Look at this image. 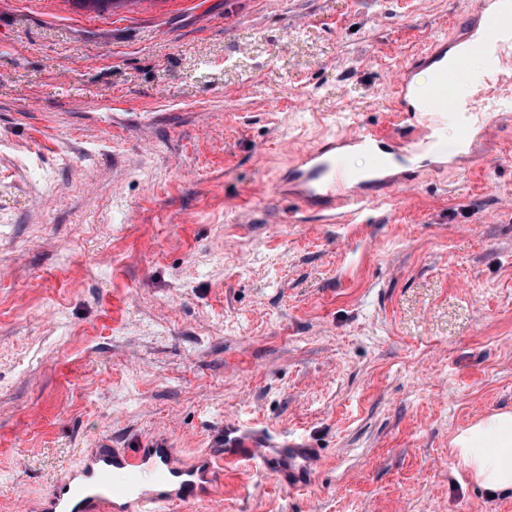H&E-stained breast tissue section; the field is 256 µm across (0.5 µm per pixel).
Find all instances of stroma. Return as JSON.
Returning a JSON list of instances; mask_svg holds the SVG:
<instances>
[{"label":"stroma","mask_w":512,"mask_h":512,"mask_svg":"<svg viewBox=\"0 0 512 512\" xmlns=\"http://www.w3.org/2000/svg\"><path fill=\"white\" fill-rule=\"evenodd\" d=\"M474 2L0 0V512L224 420L312 437V483L178 512H512L454 445L512 412V128L356 219L281 190Z\"/></svg>","instance_id":"1"}]
</instances>
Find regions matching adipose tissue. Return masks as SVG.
<instances>
[{"instance_id": "1", "label": "adipose tissue", "mask_w": 512, "mask_h": 512, "mask_svg": "<svg viewBox=\"0 0 512 512\" xmlns=\"http://www.w3.org/2000/svg\"><path fill=\"white\" fill-rule=\"evenodd\" d=\"M455 444L486 490L512 491V413L489 417L462 432Z\"/></svg>"}]
</instances>
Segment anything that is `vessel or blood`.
I'll list each match as a JSON object with an SVG mask.
<instances>
[{"label":"vessel or blood","instance_id":"vessel-or-blood-1","mask_svg":"<svg viewBox=\"0 0 512 512\" xmlns=\"http://www.w3.org/2000/svg\"><path fill=\"white\" fill-rule=\"evenodd\" d=\"M487 69L472 77L473 59ZM430 76L417 84V72ZM393 129L359 125L334 138V150L316 146L299 153L288 172L294 200L305 210L346 215L384 202L395 187V164L415 166L449 150L448 130L460 133L464 166L485 155L503 129L512 127V0H476L451 34L415 54L392 87ZM369 160L355 171L346 151ZM244 462L277 474L289 488L305 489L319 465L317 448L304 438L221 423L208 449L192 465L177 462L159 442L140 448L90 449L45 498L46 512H173L221 483L224 466Z\"/></svg>","mask_w":512,"mask_h":512}]
</instances>
